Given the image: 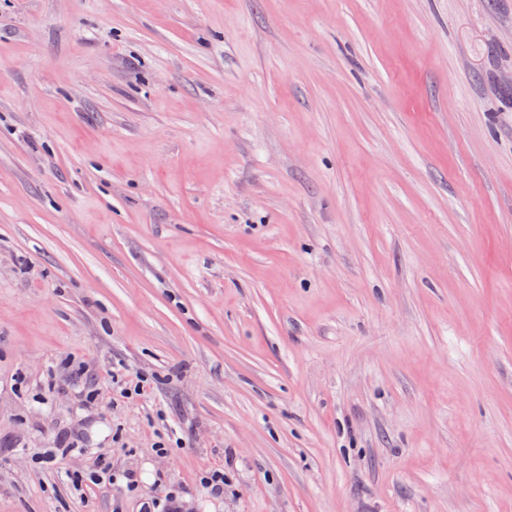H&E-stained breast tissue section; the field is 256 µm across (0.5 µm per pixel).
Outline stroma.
Masks as SVG:
<instances>
[{
    "instance_id": "35a3bbf8",
    "label": "stroma",
    "mask_w": 512,
    "mask_h": 512,
    "mask_svg": "<svg viewBox=\"0 0 512 512\" xmlns=\"http://www.w3.org/2000/svg\"><path fill=\"white\" fill-rule=\"evenodd\" d=\"M170 494L512 512V0H0V512Z\"/></svg>"
}]
</instances>
